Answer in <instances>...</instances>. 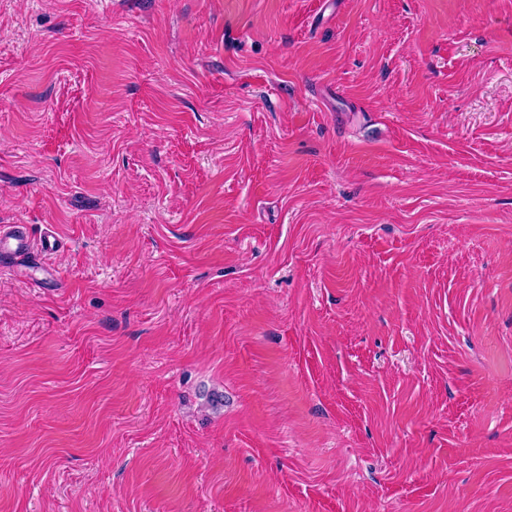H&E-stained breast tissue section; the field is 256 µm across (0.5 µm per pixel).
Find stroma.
I'll list each match as a JSON object with an SVG mask.
<instances>
[{"label":"stroma","mask_w":512,"mask_h":512,"mask_svg":"<svg viewBox=\"0 0 512 512\" xmlns=\"http://www.w3.org/2000/svg\"><path fill=\"white\" fill-rule=\"evenodd\" d=\"M321 2L0 0V512H512V0ZM29 248L30 243L20 231L19 226L0 227V253L23 252Z\"/></svg>","instance_id":"obj_1"}]
</instances>
